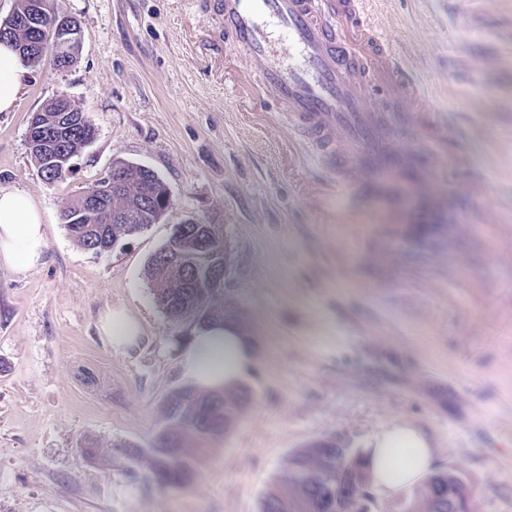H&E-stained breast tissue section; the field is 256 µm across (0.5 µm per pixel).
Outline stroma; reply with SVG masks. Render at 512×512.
<instances>
[{"instance_id":"35a3bbf8","label":"stroma","mask_w":512,"mask_h":512,"mask_svg":"<svg viewBox=\"0 0 512 512\" xmlns=\"http://www.w3.org/2000/svg\"><path fill=\"white\" fill-rule=\"evenodd\" d=\"M55 5L80 23L76 63L44 62L0 112V187L39 202L48 241L31 271L0 267V512H260L295 452L330 437L360 452L396 421L432 439L435 471L461 474L472 512H512V0L368 5L410 71L432 75L423 106L453 131L429 149L425 188L462 202L455 273L395 238L412 199L340 187L257 63L216 40L207 0ZM63 94L96 135L49 184L28 121ZM118 161L155 171L171 205L97 254L60 213ZM473 180L488 187L478 201ZM190 222L227 253L210 307L234 313L258 355L249 405L185 486L163 488L128 451L150 448L184 385L179 354L198 325L162 311L148 264ZM116 304L144 330L124 353L98 332Z\"/></svg>"}]
</instances>
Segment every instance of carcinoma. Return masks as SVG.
<instances>
[{
    "mask_svg": "<svg viewBox=\"0 0 512 512\" xmlns=\"http://www.w3.org/2000/svg\"><path fill=\"white\" fill-rule=\"evenodd\" d=\"M93 125L72 127L59 133L65 152L76 156L88 145ZM127 179L126 189L105 204V212L88 214L86 200L79 197L66 203L64 221L73 241L81 248L95 253L108 252L125 237L142 232L156 223L169 208V191L156 174L146 176L139 165L116 162ZM186 230L185 260L180 264L164 263L153 256L150 271L153 292L158 305L173 320L198 310L201 295L188 285L193 274L202 275L199 252L195 244L209 240L221 259L226 253L209 224H184ZM251 399L249 388L242 386L233 394H202L184 387L168 397L164 416L173 427L160 430L149 454V465L155 481L164 487H181L190 479L204 452L203 445L222 435ZM348 453L359 470V477L370 482L363 455L334 439L315 441L295 452L289 460L282 480L265 495L261 512H336V500L327 497L320 479L321 473L334 467L336 460ZM464 486L438 472L430 476L409 499L405 512H448V497L461 499L463 512H471L472 497L462 495Z\"/></svg>",
    "mask_w": 512,
    "mask_h": 512,
    "instance_id": "cac0c4a2",
    "label": "carcinoma"
}]
</instances>
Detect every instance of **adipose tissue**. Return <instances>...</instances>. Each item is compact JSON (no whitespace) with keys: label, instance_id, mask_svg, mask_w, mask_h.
Here are the masks:
<instances>
[{"label":"adipose tissue","instance_id":"obj_1","mask_svg":"<svg viewBox=\"0 0 512 512\" xmlns=\"http://www.w3.org/2000/svg\"><path fill=\"white\" fill-rule=\"evenodd\" d=\"M31 73V66L12 45L0 42V112L13 111ZM45 249L43 210L28 194L0 187V265L26 273L41 264ZM99 329L118 352L137 346L142 335L139 319L121 305L102 315ZM256 356L255 345L236 326L215 320L203 325L182 347L179 371L192 389L221 393L240 384ZM365 455L373 485L390 497L432 473L436 450L422 430L395 422L373 435Z\"/></svg>","mask_w":512,"mask_h":512}]
</instances>
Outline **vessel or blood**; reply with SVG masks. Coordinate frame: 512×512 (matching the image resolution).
I'll return each mask as SVG.
<instances>
[{
	"instance_id": "1",
	"label": "vessel or blood",
	"mask_w": 512,
	"mask_h": 512,
	"mask_svg": "<svg viewBox=\"0 0 512 512\" xmlns=\"http://www.w3.org/2000/svg\"><path fill=\"white\" fill-rule=\"evenodd\" d=\"M224 37L259 65L260 83L286 108L340 186L380 193L403 184L419 203L399 235L443 252L459 210L423 194L429 144L451 138L419 119L424 82L389 45L366 0H216ZM390 84L387 107L370 94Z\"/></svg>"
}]
</instances>
